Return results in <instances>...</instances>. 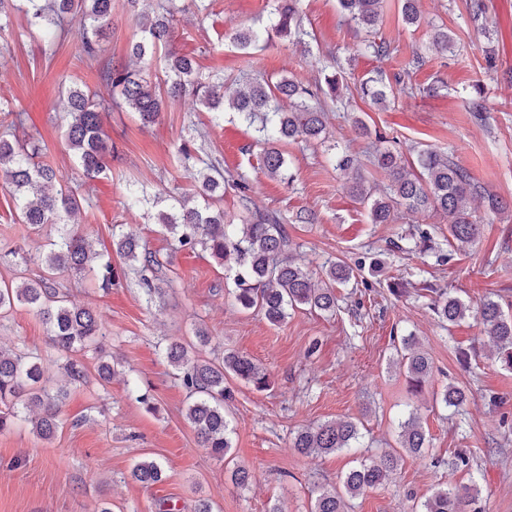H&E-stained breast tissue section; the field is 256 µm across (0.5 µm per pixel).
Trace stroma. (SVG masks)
<instances>
[{"mask_svg":"<svg viewBox=\"0 0 512 512\" xmlns=\"http://www.w3.org/2000/svg\"><path fill=\"white\" fill-rule=\"evenodd\" d=\"M468 2L421 0L422 20L410 27L401 20L399 0H383L377 35L392 53L378 61L363 54L368 35L344 20L337 0H302V25L315 35L308 47L277 39L261 50L234 47L224 35L264 26L272 0H206L202 12L192 0H174V48L194 55L201 75H223L225 93L249 77L286 76L307 84L342 68L345 88L340 105L327 114L325 143L285 145L284 180L265 173L262 147L247 122L230 112L216 120L190 96L169 103L148 127L135 113L113 107L103 117L112 159L105 173L84 176L67 147L66 96L72 84L97 90V69L82 58L75 35L46 51L42 36L27 29L24 13H14L11 29L0 31V108L24 113L27 132L47 146L45 162L78 189L80 225L96 250L110 248L112 229L121 225L162 266L134 270L115 254L111 288L63 277L73 303L100 312L115 374L102 382L96 354L85 352L86 378L70 388L64 425L54 437L42 439L24 422L0 432V512H97L103 501L112 512H195L202 500L217 512H268L274 504L282 512H310L319 491L336 486L362 458L397 448L399 424L411 407L419 410L429 452L405 458L386 484L353 499L350 512H414L434 488L473 478L480 512H512V370L501 366L476 319L440 323L434 295L424 289L432 284L473 307L489 297L512 314V209L485 215L477 243L441 265L438 254L449 250L442 216L402 210L394 223H372L331 160L337 150L357 157L367 187L382 194L387 181L367 160L380 133L406 157L426 146L448 152L479 185L512 205V0H484L491 19L486 32L471 23ZM439 27L452 36V50L433 48ZM138 38V20L126 0H112L104 58L126 60ZM377 68L389 79L408 72L418 93L399 95L385 108L371 103L358 83ZM430 85L439 87L438 96L425 94ZM473 97L485 106L482 119L466 110ZM358 119L367 134L355 131ZM211 162L250 187L246 207L237 192L226 190L219 205L227 221L238 222L248 208L277 211L291 256L304 261L314 280L323 279L327 260L358 265L356 280L338 288L334 313L298 310L271 325L236 304L223 266L208 253L179 249L157 224L154 198L193 194L192 171ZM132 188L142 199L133 208ZM300 210L311 213L313 223H295ZM423 229L431 233V250L407 253ZM49 233V227L20 223L11 189L0 180L1 283L39 275L38 265L22 257L42 252ZM375 260L380 269H372ZM148 282L163 297L147 302ZM200 326L212 349L251 357L270 380L264 390L229 381L232 397L224 410L232 448L221 462L198 444L185 417L187 392L162 354L167 342L192 340ZM408 334L421 340L434 366L416 396L394 364L395 348ZM0 347L38 353L49 364L59 359L45 325L23 308L0 317ZM451 383L471 393L458 410L438 400ZM337 419L361 422L357 448L309 456L295 451L298 430ZM458 455L468 466L455 465ZM151 456L163 461L165 481L149 487L133 482L132 466ZM239 465L255 476L249 487L231 481Z\"/></svg>","mask_w":512,"mask_h":512,"instance_id":"obj_1","label":"stroma"}]
</instances>
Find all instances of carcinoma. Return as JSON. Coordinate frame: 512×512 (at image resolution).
I'll return each mask as SVG.
<instances>
[{
    "instance_id": "1",
    "label": "carcinoma",
    "mask_w": 512,
    "mask_h": 512,
    "mask_svg": "<svg viewBox=\"0 0 512 512\" xmlns=\"http://www.w3.org/2000/svg\"><path fill=\"white\" fill-rule=\"evenodd\" d=\"M140 0H127L136 12L141 38L132 43L128 62L114 64L101 61L100 41L112 25V0H0V31L8 28L14 11H24L29 28L44 34L45 44L53 48L69 33V19L80 17L77 36L86 61L96 63L101 84L138 115L145 126L153 124L166 107V99L185 95L196 98L200 105L221 119L233 112L256 126L257 142L263 146V166L270 177L284 173L287 159L281 145L290 142L314 143L326 138L327 99H337V75L305 85L283 77L278 81H252L236 95L226 98L217 92L224 82L202 78L193 60L173 49L174 11L163 7L152 13L138 11ZM269 26L263 30L233 28L231 42L241 49L258 48L273 37L296 39L303 43L301 0H273ZM382 0H339L341 12L348 22L376 32L381 22ZM400 13L407 25L421 20L419 0H400ZM469 14L473 22L489 27L483 0H470ZM164 51L169 71L167 97H162L149 74L159 51ZM364 51L381 60L390 56V45L384 40H369ZM364 97L384 104L395 97L397 90H413L404 84L401 75L394 82L386 81L382 73L360 80ZM70 123L67 145L75 161L88 177H96L108 168L112 147L103 132L101 103L79 87H70L67 97ZM43 154L40 141L32 136L9 140L0 135V177L11 185L19 220L23 224L56 227L57 238L48 241L37 260L46 277L39 280L0 284V313L9 314L26 307L38 315L47 328L50 345L66 360L63 370L70 385L84 382L82 364L72 356L90 347L98 358V374L109 381L114 373L108 355L99 343L104 336L100 313L74 304L67 289L56 286L55 278L65 273L93 276L101 286L112 285L115 277L112 262L105 254L91 251L87 234L75 227L73 217L81 209L77 189L59 177L52 166L35 158ZM372 163L381 170L389 184L383 196L374 198L365 188L361 173L347 186V191L369 206L374 224H390L396 211L403 207L411 213L442 212L453 217L448 224V239L456 250L465 251L480 237L481 224L468 201L478 197L484 208L493 213L506 209L502 200L478 185L468 170L454 162L451 156L430 146L408 160L385 146L384 137L376 135ZM199 183L195 203L184 198L160 199L156 221L172 234L181 249L209 253L233 276L234 300L244 310L263 314L273 325L282 324L289 312L297 309L330 314L336 309L335 285L345 284L353 277V268L343 262H329L325 269L328 284L316 288L311 272L296 260L282 258L288 247L282 218L275 211H250L242 223L224 221V209L216 201L224 197L229 185L237 190L242 202H248L249 186L245 182L226 183L224 173L211 165L193 174ZM112 246L129 265L152 267L160 265L156 255L143 248L137 236L118 226L112 232ZM425 290L437 294L434 312L442 323L456 325L473 315L493 338L498 348V360L512 369V315H505L501 305L486 299L473 309L445 291L428 285ZM210 337L199 330L189 344L172 341L165 347L168 362L180 374L187 390L186 418L194 427L198 442L219 460L232 448L230 421L224 414V399L230 395L225 386L232 376L253 384L259 390L269 386L267 374L248 356L232 349L211 359L191 355L196 347L208 346ZM395 365L405 370L410 388L417 392L433 375V362L420 349L415 336L401 338L396 350ZM68 390L51 386L48 364L41 355L30 352L6 351L0 347V432L17 421L26 419V411L38 410L33 428L43 439L51 438L62 425V408ZM469 401L467 390L448 384L441 393V402L458 409ZM399 449L375 458L367 457L345 473L340 488L322 491L314 499L311 512H347L345 502L364 491L386 482L404 457L421 455L427 437L420 424L417 410L411 409L399 423ZM361 433L351 420L330 421L308 427L294 436L293 445L301 454L314 449L333 453L354 448ZM164 464L157 459H144L131 469V478L145 486L162 480ZM479 488L475 480L462 486H442L421 501L417 512H478L475 504Z\"/></svg>"
}]
</instances>
